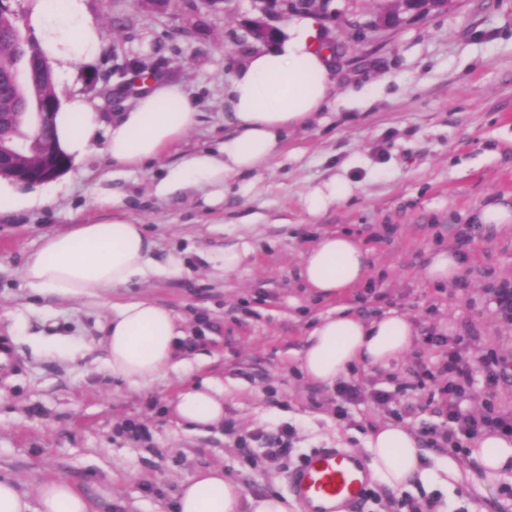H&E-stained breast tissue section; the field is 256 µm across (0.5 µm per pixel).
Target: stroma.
Segmentation results:
<instances>
[{
  "instance_id": "1",
  "label": "stroma",
  "mask_w": 512,
  "mask_h": 512,
  "mask_svg": "<svg viewBox=\"0 0 512 512\" xmlns=\"http://www.w3.org/2000/svg\"><path fill=\"white\" fill-rule=\"evenodd\" d=\"M388 0H329L322 21L331 48L336 95L307 127L291 132L267 169L232 179L223 205L198 184L157 199L164 166L210 148L229 134L224 84L257 43L248 32L258 0H89L102 27V55L83 65L71 88L112 119L134 102L130 67L143 63L181 83L199 113L162 160L141 169L112 168L101 150L57 178L40 209L0 214V341L21 364L0 366V476L28 494L63 478L94 501L96 512H175L180 482L222 466L245 496L288 494L289 476L317 448L365 454L378 427L447 431L432 391L450 349L437 336H464L470 351L512 365V321L491 291L512 284V223L492 235L470 225L474 211L499 200L512 207V0H448L447 8L404 15L399 25L358 40L351 20L381 13ZM346 198L318 214L308 195L333 182ZM118 191L119 216L143 224L156 272L102 297L61 298L26 288L21 269L44 235L84 224L99 200ZM354 236L371 261L366 281L343 298L364 317L391 309L416 332L391 367L357 366L354 395L306 379L300 356L314 321L333 306L298 276L301 255L324 233ZM251 247L234 272L225 247ZM464 250L457 285L435 286L422 269L436 247ZM184 271L167 274L169 259ZM150 294L177 316L190 346L178 358L189 375L148 386L112 379L101 327L118 305ZM427 374L425 388L416 377ZM224 387L223 427L195 432L172 412L191 379ZM386 394L387 402L376 399ZM345 419H337V408ZM134 421L142 437L122 434ZM293 429L291 453L269 463L257 434ZM248 436L238 448L237 436ZM422 445L427 464L455 458L462 480L446 486L415 479L394 489L372 478L361 512H512V467L488 475L471 457Z\"/></svg>"
}]
</instances>
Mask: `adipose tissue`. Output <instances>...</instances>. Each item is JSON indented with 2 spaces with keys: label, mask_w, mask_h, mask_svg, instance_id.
Here are the masks:
<instances>
[{
  "label": "adipose tissue",
  "mask_w": 512,
  "mask_h": 512,
  "mask_svg": "<svg viewBox=\"0 0 512 512\" xmlns=\"http://www.w3.org/2000/svg\"><path fill=\"white\" fill-rule=\"evenodd\" d=\"M26 22L53 69L59 98L55 135L71 163L83 162L97 143L108 160L140 167L158 160L196 123L189 93L177 83L146 79L133 107L105 122L94 105L64 85L78 69L101 53L102 28L89 14L88 0H27ZM331 55L313 15H293L284 35L250 53L229 75L224 89L226 119L235 128L217 152L185 156L155 187L164 197L192 183L211 187L210 204L224 199L234 176L267 166L289 130L312 121L329 105L335 88ZM151 242L142 225L122 217H104L45 235L40 249L23 267L33 290L66 298L98 297L110 288L145 279L153 272ZM370 260L360 242L347 234H325L301 257L299 275L317 296L340 297L367 277ZM107 368L113 378L146 386L182 370L176 359L183 338L174 313L150 296L118 306L105 326ZM407 316L389 310L371 318L346 307L322 316L309 331L300 358L304 375L324 385L346 378L357 365L389 367L413 345ZM179 420L196 431L224 423V390L205 379L176 396ZM370 466L393 488L413 478L429 480L418 442L400 424L380 427L369 443ZM488 474L512 461V440L496 433L479 438L472 453ZM177 512H296L288 497L274 492L248 499L222 468L208 467L187 476L177 495ZM0 512H95L84 492L62 478L42 481L36 497L0 477Z\"/></svg>",
  "instance_id": "ef3b65f1"
}]
</instances>
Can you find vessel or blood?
I'll use <instances>...</instances> for the list:
<instances>
[{
  "label": "vessel or blood",
  "instance_id": "obj_1",
  "mask_svg": "<svg viewBox=\"0 0 512 512\" xmlns=\"http://www.w3.org/2000/svg\"><path fill=\"white\" fill-rule=\"evenodd\" d=\"M371 483L368 463L343 448H321L290 474L301 512H358Z\"/></svg>",
  "mask_w": 512,
  "mask_h": 512
}]
</instances>
